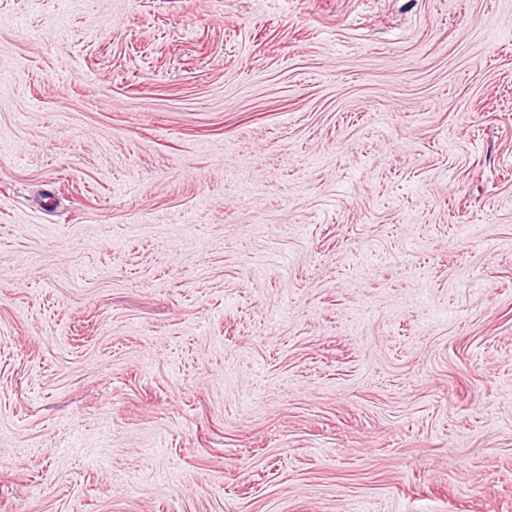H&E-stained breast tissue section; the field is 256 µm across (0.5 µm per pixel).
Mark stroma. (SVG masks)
I'll return each instance as SVG.
<instances>
[{"mask_svg": "<svg viewBox=\"0 0 512 512\" xmlns=\"http://www.w3.org/2000/svg\"><path fill=\"white\" fill-rule=\"evenodd\" d=\"M0 512H512V0H0Z\"/></svg>", "mask_w": 512, "mask_h": 512, "instance_id": "stroma-1", "label": "stroma"}]
</instances>
